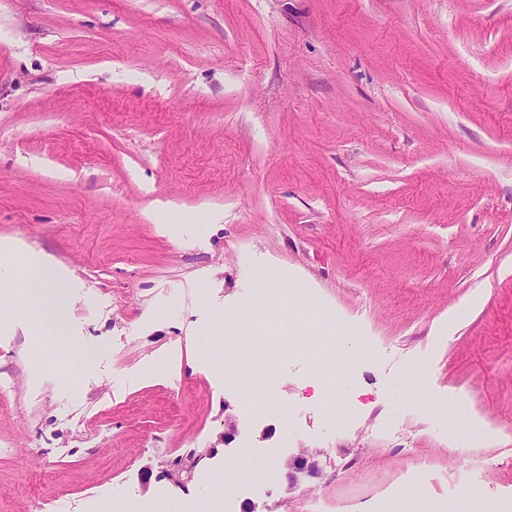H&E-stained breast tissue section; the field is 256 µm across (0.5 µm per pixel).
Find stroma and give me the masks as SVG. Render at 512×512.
Wrapping results in <instances>:
<instances>
[{
    "mask_svg": "<svg viewBox=\"0 0 512 512\" xmlns=\"http://www.w3.org/2000/svg\"><path fill=\"white\" fill-rule=\"evenodd\" d=\"M1 239L67 283L60 333L0 288V512H193L242 448L512 512V0H0Z\"/></svg>",
    "mask_w": 512,
    "mask_h": 512,
    "instance_id": "stroma-1",
    "label": "stroma"
}]
</instances>
